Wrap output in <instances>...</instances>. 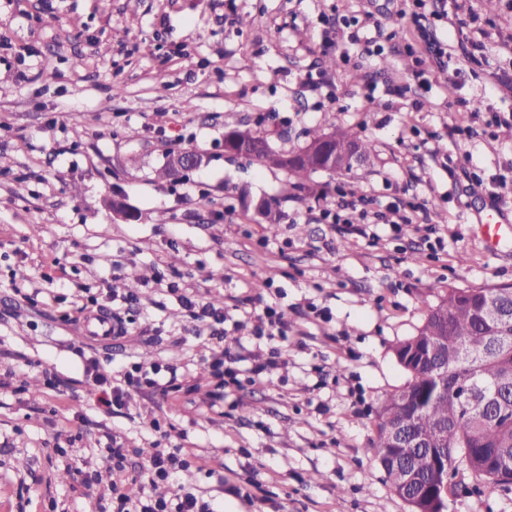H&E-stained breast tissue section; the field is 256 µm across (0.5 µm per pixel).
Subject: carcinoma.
<instances>
[{
    "label": "carcinoma",
    "mask_w": 512,
    "mask_h": 512,
    "mask_svg": "<svg viewBox=\"0 0 512 512\" xmlns=\"http://www.w3.org/2000/svg\"><path fill=\"white\" fill-rule=\"evenodd\" d=\"M332 134L326 150L325 132L307 130L296 153L274 149L266 134L249 129H232L228 137L248 142L254 152L249 161L286 171L301 188L318 171L351 172L345 163L350 152L369 166L371 142L352 127ZM491 301L512 305V286L448 289L399 352L408 398L398 401V389L385 395L373 447L393 492L411 512L461 486L512 492V316L487 313ZM401 425L425 444L413 452L414 479L405 488L392 478L387 457L390 430Z\"/></svg>",
    "instance_id": "obj_1"
}]
</instances>
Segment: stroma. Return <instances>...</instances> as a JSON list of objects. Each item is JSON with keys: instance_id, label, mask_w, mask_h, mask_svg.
<instances>
[{"instance_id": "obj_1", "label": "stroma", "mask_w": 512, "mask_h": 512, "mask_svg": "<svg viewBox=\"0 0 512 512\" xmlns=\"http://www.w3.org/2000/svg\"><path fill=\"white\" fill-rule=\"evenodd\" d=\"M447 2L486 30L489 62L457 46L447 70L427 58V92L406 52L425 42L397 0H0V512H111L110 438L136 476L154 417L203 457L181 481L219 512H410L371 449L382 399L407 380L393 347L448 288L512 284V228L492 248L479 224L492 206L512 211V0L491 15L483 0ZM340 13L359 16L361 37L379 25L393 37L364 65L325 68ZM460 96L476 111H453ZM493 111L508 122L487 137ZM340 126L374 143L370 169L316 173L302 192L224 154L233 127L291 152L307 129ZM174 148L206 162L155 182ZM115 196L133 219L113 214ZM263 200L282 210L276 231ZM422 202L428 222L404 224ZM326 205L342 223L320 220ZM128 287L136 302L113 300ZM187 290L223 307L245 369L268 356L255 306L287 313L272 382L228 392L219 414L204 381L104 414L89 361L108 376L195 356ZM88 293L103 314L120 310L128 335L70 333Z\"/></svg>"}]
</instances>
